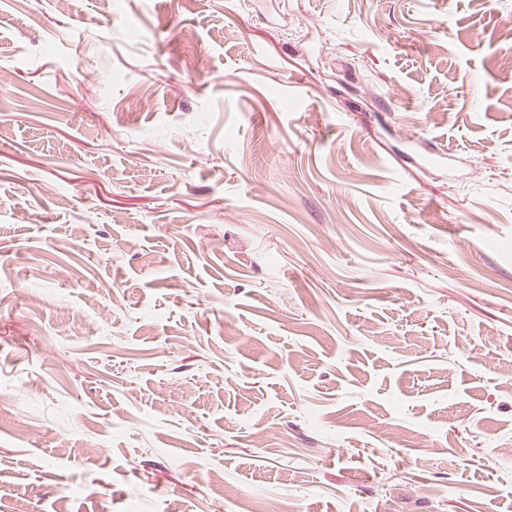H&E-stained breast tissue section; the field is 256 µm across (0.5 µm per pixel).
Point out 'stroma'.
<instances>
[{"instance_id":"35a3bbf8","label":"stroma","mask_w":512,"mask_h":512,"mask_svg":"<svg viewBox=\"0 0 512 512\" xmlns=\"http://www.w3.org/2000/svg\"><path fill=\"white\" fill-rule=\"evenodd\" d=\"M512 0H0V512H512Z\"/></svg>"}]
</instances>
